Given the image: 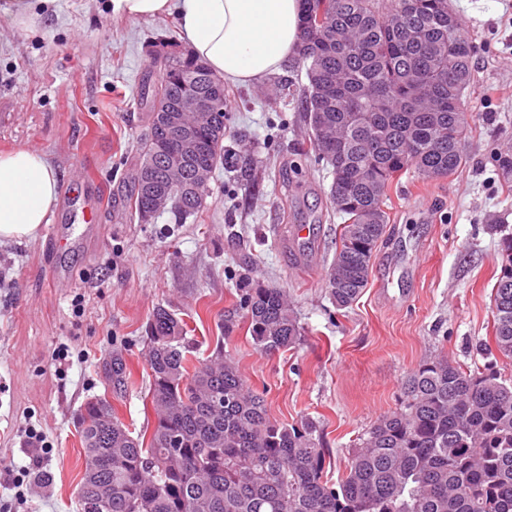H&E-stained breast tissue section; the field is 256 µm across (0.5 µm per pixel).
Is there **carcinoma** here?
<instances>
[{"mask_svg": "<svg viewBox=\"0 0 512 512\" xmlns=\"http://www.w3.org/2000/svg\"><path fill=\"white\" fill-rule=\"evenodd\" d=\"M301 4L305 52L296 65L307 83L300 105L314 161L332 175V211L343 218L325 279L341 310L369 284L396 177L410 170L423 180L446 178L465 163L476 47L449 0ZM155 56L164 64L143 82L148 128L185 86L226 96L224 80L194 55L163 45ZM188 119L196 147L185 166L169 165L167 143L144 138L125 175L130 219L170 212L183 220L205 207L203 198L161 207L142 180L151 164L163 184L192 187L199 173L209 181L229 162L226 113ZM490 159L512 177L511 150L495 148ZM496 262L494 344L512 357V233L502 236ZM239 309L260 349L301 341L303 327L281 289L247 286ZM185 340L181 320L157 306L146 354L155 414L148 444L109 400L80 409V512H95L99 489L110 491L104 512H512V383L492 364L465 371L438 356L419 365L405 382L403 407L374 423L334 484L313 422L270 420L265 392L246 384L231 357L219 350L191 368ZM111 373L113 386L125 384L122 357L112 358Z\"/></svg>", "mask_w": 512, "mask_h": 512, "instance_id": "carcinoma-1", "label": "carcinoma"}]
</instances>
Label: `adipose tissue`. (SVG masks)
<instances>
[{
    "label": "adipose tissue",
    "instance_id": "obj_1",
    "mask_svg": "<svg viewBox=\"0 0 512 512\" xmlns=\"http://www.w3.org/2000/svg\"><path fill=\"white\" fill-rule=\"evenodd\" d=\"M113 16L177 15L192 52L225 81L257 85L296 55L300 0H109ZM59 177L41 150L0 152V244L35 239L56 204Z\"/></svg>",
    "mask_w": 512,
    "mask_h": 512
}]
</instances>
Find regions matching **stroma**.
Listing matches in <instances>:
<instances>
[{"label": "stroma", "mask_w": 512, "mask_h": 512, "mask_svg": "<svg viewBox=\"0 0 512 512\" xmlns=\"http://www.w3.org/2000/svg\"><path fill=\"white\" fill-rule=\"evenodd\" d=\"M105 3L54 0L33 32L0 20V151L39 149L60 176L38 238L0 246V460L29 464L31 424L52 445L22 487L0 473V512H79L76 417L88 399H109L134 434L151 433L146 352L159 305L184 322L190 360L223 349L265 392L271 418L316 423L335 483L430 358L466 369L490 360L512 382V358L475 349L494 336L499 229L512 231V182L489 159L512 147V0H450L477 46L469 161L447 178L406 172L392 184L369 285L347 310L324 284L340 225L326 217L331 178L302 151L296 102L279 114L266 104L292 64L260 85L227 84L225 146L238 162L216 169L202 214L129 221L124 176L148 129L141 81L159 71L156 45L183 38L175 16L119 18ZM299 225L306 237L293 236ZM246 281L286 291L304 329L295 348L262 352L241 316L225 333ZM63 347L61 373L53 354ZM116 353L131 372L120 391Z\"/></svg>", "instance_id": "1"}]
</instances>
